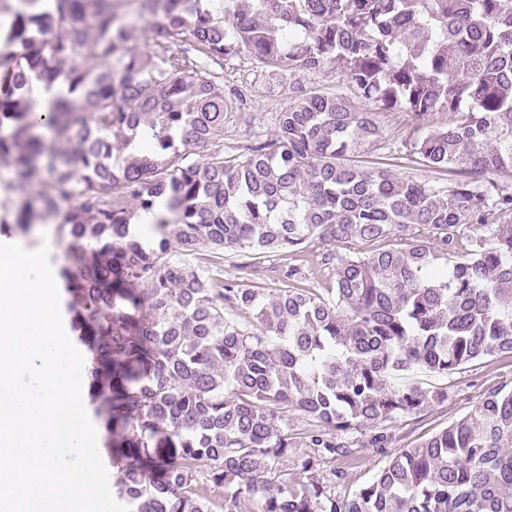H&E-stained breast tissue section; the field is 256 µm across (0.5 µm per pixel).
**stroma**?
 <instances>
[{"label":"stroma","instance_id":"1","mask_svg":"<svg viewBox=\"0 0 512 512\" xmlns=\"http://www.w3.org/2000/svg\"><path fill=\"white\" fill-rule=\"evenodd\" d=\"M316 88L330 93H347L348 87L335 67L300 77L298 84H291L287 75H268L261 64L249 54H241L224 65V88H247L248 99L244 106L230 118L224 130V150L237 153L244 146L263 143L274 127L277 112L285 110L301 96V87ZM243 261L240 253L226 251L215 256L209 253L193 257L192 265L206 266L219 271L224 277L241 276L244 284L260 288H274L278 275L271 262H263L246 273H239ZM416 381L423 385L444 387L448 390L446 404L434 406L417 413L404 415L387 423L391 443L385 450H377L360 443L352 453L337 458L335 466L347 474L345 490L351 491L374 478L390 455L415 447L419 442L468 415L488 392L506 387L512 389V358H487L477 360L446 375L419 373Z\"/></svg>","mask_w":512,"mask_h":512}]
</instances>
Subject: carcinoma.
I'll list each match as a JSON object with an SVG mask.
<instances>
[{"mask_svg": "<svg viewBox=\"0 0 512 512\" xmlns=\"http://www.w3.org/2000/svg\"><path fill=\"white\" fill-rule=\"evenodd\" d=\"M0 39V165L22 194L0 232L56 221L67 322L88 353L112 496L129 512H512V389L340 493L336 457L381 425L448 402L390 376L512 357V0H22ZM292 76L339 65L352 93L423 128L396 160L374 112L309 91L263 144L224 155V62ZM93 56L100 68L77 62ZM66 96L40 122L33 85ZM206 147L202 160L195 149ZM158 212L151 232L134 219ZM317 238L331 248L304 254ZM388 246L366 249L373 243ZM298 255L269 291L185 260ZM333 287L306 286L311 268ZM248 315L241 321L239 317ZM313 427L297 432L288 412ZM125 19L129 24V45L141 52L148 51L151 40L147 23L142 19H138L134 11L127 14Z\"/></svg>", "mask_w": 512, "mask_h": 512, "instance_id": "carcinoma-1", "label": "carcinoma"}]
</instances>
